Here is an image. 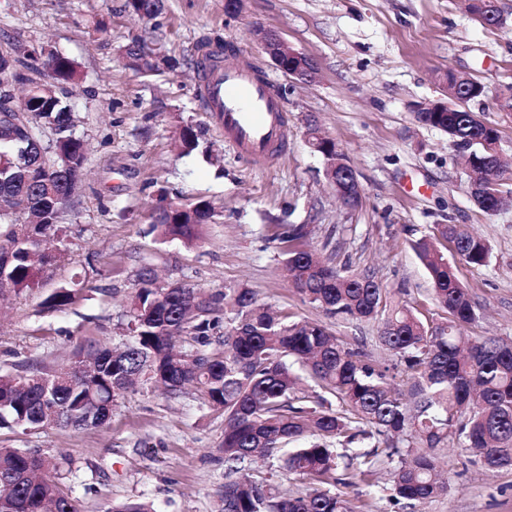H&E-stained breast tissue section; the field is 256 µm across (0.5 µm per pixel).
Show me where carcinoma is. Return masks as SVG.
<instances>
[{
  "label": "carcinoma",
  "mask_w": 512,
  "mask_h": 512,
  "mask_svg": "<svg viewBox=\"0 0 512 512\" xmlns=\"http://www.w3.org/2000/svg\"><path fill=\"white\" fill-rule=\"evenodd\" d=\"M128 10L155 17L162 0H126ZM127 65L143 75L157 71L137 41L127 48ZM52 81L32 82L26 91L33 113L25 132L0 129V301L38 287L43 269L59 250L58 226L71 177L67 158L86 159V144L60 97L74 83L75 63L52 55ZM485 96L475 77L458 86L448 112H421L426 124H441L465 160L473 201L487 215L506 204L503 186L512 171L503 165L498 130L471 111ZM48 127L53 138L34 146L29 133ZM201 132L182 128L178 149L195 150ZM215 217L208 201L170 205L154 228L165 239L191 244ZM438 235L467 264L488 265L489 245L463 224H440ZM302 224L288 225L284 272L310 304L337 321L373 320L379 340L393 352L412 380L409 395L396 390L386 371L361 359L319 321L292 320L257 304L249 288L224 289V335L214 336L216 298L178 285L154 288L144 274L129 302L131 340L122 348H88L69 364L65 378L56 369L31 365L0 372V428L23 433L52 427L74 430L104 426L112 405L146 379L175 394L188 386L204 404L224 413L222 512H354L349 500L331 491L346 484L339 468L368 486L375 458L384 448L396 460L391 499L406 507L448 493L433 450L457 441L479 453L491 469H512V341L470 335L475 320L469 290L454 265L424 236L414 249L428 271L436 300L448 313L433 323L405 301H391L365 273H346L299 245ZM75 290L59 288L43 305L62 310ZM307 368L320 392L309 394L295 365ZM341 410L331 408L326 395ZM280 457L275 475L242 474L256 459ZM37 449L0 448V512H80L77 500L48 477L62 464ZM310 480L311 491L290 494L273 477ZM103 512H155L153 503L128 500L106 504Z\"/></svg>",
  "instance_id": "carcinoma-1"
}]
</instances>
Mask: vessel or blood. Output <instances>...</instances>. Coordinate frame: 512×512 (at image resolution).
Instances as JSON below:
<instances>
[{
	"label": "vessel or blood",
	"mask_w": 512,
	"mask_h": 512,
	"mask_svg": "<svg viewBox=\"0 0 512 512\" xmlns=\"http://www.w3.org/2000/svg\"><path fill=\"white\" fill-rule=\"evenodd\" d=\"M200 91L224 138L258 165L272 163L283 141L287 112L273 84L254 64L209 61Z\"/></svg>",
	"instance_id": "1"
}]
</instances>
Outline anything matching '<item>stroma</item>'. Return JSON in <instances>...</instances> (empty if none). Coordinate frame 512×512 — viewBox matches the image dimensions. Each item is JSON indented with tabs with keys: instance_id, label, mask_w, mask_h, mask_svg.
I'll list each match as a JSON object with an SVG mask.
<instances>
[{
	"instance_id": "1",
	"label": "stroma",
	"mask_w": 512,
	"mask_h": 512,
	"mask_svg": "<svg viewBox=\"0 0 512 512\" xmlns=\"http://www.w3.org/2000/svg\"><path fill=\"white\" fill-rule=\"evenodd\" d=\"M125 3L0 0V51H30L13 88L47 79L49 54L72 59L78 79L62 99L88 143L58 231L60 259L47 267L42 287L0 306V370L66 364L80 348L124 342L128 302L147 270L160 287L185 284L219 298L246 287L278 313L325 320L284 276L283 236L291 224L306 225L305 246L331 265L372 274L437 323L447 313L413 243L439 224L469 225L487 241L491 262L456 264L475 304L468 332L512 340V204L493 216L482 212L447 134L418 124L412 112L438 96V72L472 74L486 95L470 108L496 126L503 156L512 159V112L497 107L512 85V0H498L502 28L480 26L463 0H243L233 17L225 15L224 0H163L151 19ZM258 27L312 58L315 79L300 83L275 69L253 36ZM134 39L162 51L174 67L147 77L129 69L123 48ZM227 45L258 63L287 106L285 147L273 164L244 158L204 110L203 51ZM311 119L352 165L363 189L358 208L338 201L323 159L309 148ZM186 124L201 139L182 155L175 140ZM200 199L217 211L200 240L190 247L162 241L153 228L159 208ZM61 287L78 289L76 301L61 312L43 311V300ZM327 322L406 388L395 357L378 341L377 323ZM223 439V413L203 406L197 392L164 394L147 385L121 396L101 429H0V448L70 455L75 471L55 479L81 512L130 498L153 502L159 512H220ZM437 456L450 478L448 493L413 512H512V469L488 470L454 441ZM392 471L380 458L378 487L356 483L339 491L368 512H400L385 491Z\"/></svg>"
}]
</instances>
